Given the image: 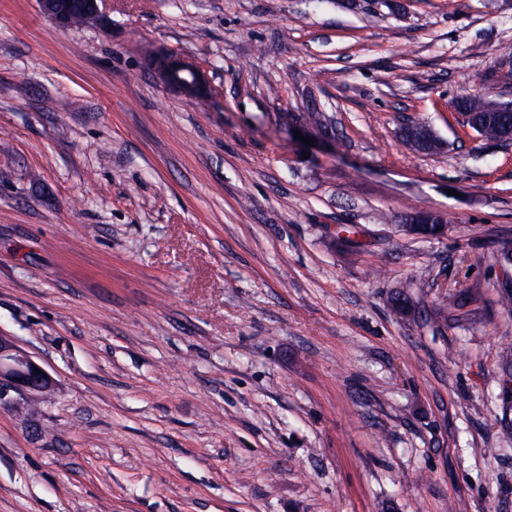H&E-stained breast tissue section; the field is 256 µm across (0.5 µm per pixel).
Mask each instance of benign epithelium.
Listing matches in <instances>:
<instances>
[{
    "label": "benign epithelium",
    "instance_id": "benign-epithelium-1",
    "mask_svg": "<svg viewBox=\"0 0 512 512\" xmlns=\"http://www.w3.org/2000/svg\"><path fill=\"white\" fill-rule=\"evenodd\" d=\"M102 0H39L41 12L63 29L73 28L75 22H107L100 5ZM155 69L160 81L178 93L197 98L209 91L205 72L194 62L172 57H160ZM441 219L437 236L448 230V219L433 210L410 212L408 224H429ZM56 381L32 356L23 351L9 336L0 333V409L33 417L38 399L52 391Z\"/></svg>",
    "mask_w": 512,
    "mask_h": 512
}]
</instances>
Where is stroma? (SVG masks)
Listing matches in <instances>:
<instances>
[{
  "instance_id": "35a3bbf8",
  "label": "stroma",
  "mask_w": 512,
  "mask_h": 512,
  "mask_svg": "<svg viewBox=\"0 0 512 512\" xmlns=\"http://www.w3.org/2000/svg\"><path fill=\"white\" fill-rule=\"evenodd\" d=\"M404 6L0 0V333L57 381L0 409V512H512V144L454 108L512 101V0ZM91 1V4H88ZM102 0H39L41 12L63 29L73 28L78 16L82 24L98 21L107 22L100 5ZM155 69L164 85L183 96L202 97L210 90L205 72L192 61L164 56L157 59ZM408 223L406 224H422L421 233L425 236L434 235L437 231L439 225L431 224L432 218H440L441 222L438 223L441 225L438 233L435 236L431 237H440L448 230V219L443 214L433 211V210H414L409 213Z\"/></svg>"
}]
</instances>
